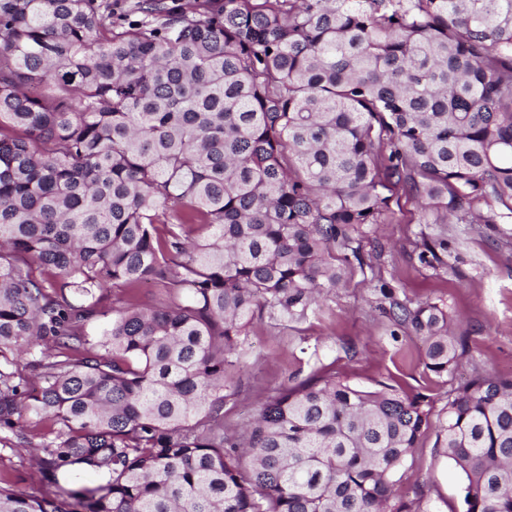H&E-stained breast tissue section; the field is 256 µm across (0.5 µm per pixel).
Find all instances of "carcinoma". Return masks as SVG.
<instances>
[{
    "label": "carcinoma",
    "mask_w": 512,
    "mask_h": 512,
    "mask_svg": "<svg viewBox=\"0 0 512 512\" xmlns=\"http://www.w3.org/2000/svg\"><path fill=\"white\" fill-rule=\"evenodd\" d=\"M392 189L512 221V0H0V355H29L0 361V441L37 438L53 487L0 476V512H411L424 396L326 372L224 434L229 355L363 264ZM392 307L452 370L447 309ZM439 440L462 512H512V377L458 386ZM105 295L106 297L101 303L102 312L88 324V329L91 331L103 327L112 317V307L119 305V301L126 298L124 288H112Z\"/></svg>",
    "instance_id": "1"
}]
</instances>
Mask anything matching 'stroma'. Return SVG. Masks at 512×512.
Wrapping results in <instances>:
<instances>
[{"mask_svg": "<svg viewBox=\"0 0 512 512\" xmlns=\"http://www.w3.org/2000/svg\"><path fill=\"white\" fill-rule=\"evenodd\" d=\"M390 223L366 227L365 265L351 264L343 282L304 317L263 314L248 330L228 367L232 394L224 403V430L242 431L277 389L325 371L365 388L378 384L432 403L433 426L421 437L395 488L416 512H461L462 477L437 445L436 422L461 379L512 375V223L432 224L415 199L395 192ZM448 240L446 265L432 268L418 255L424 240ZM392 295L384 297L381 288ZM429 300L444 306L466 349L461 366L439 377L424 365L425 346L389 314L391 300ZM26 445L0 447V471L17 491L47 490Z\"/></svg>", "mask_w": 512, "mask_h": 512, "instance_id": "obj_1", "label": "stroma"}]
</instances>
